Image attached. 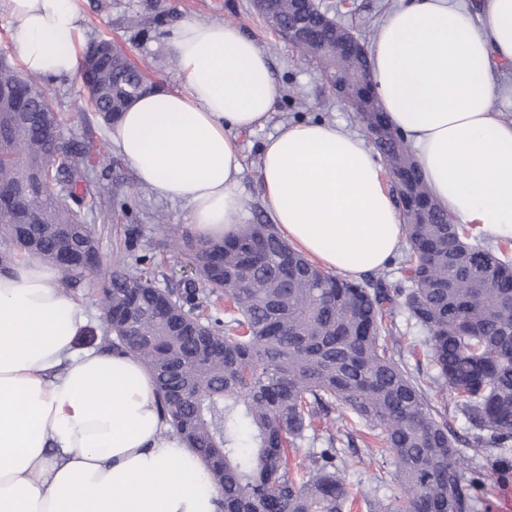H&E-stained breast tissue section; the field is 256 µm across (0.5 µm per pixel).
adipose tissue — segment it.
<instances>
[{
	"label": "adipose tissue",
	"mask_w": 512,
	"mask_h": 512,
	"mask_svg": "<svg viewBox=\"0 0 512 512\" xmlns=\"http://www.w3.org/2000/svg\"><path fill=\"white\" fill-rule=\"evenodd\" d=\"M23 68L70 77L83 47L79 0H0ZM170 47L182 90L139 97L111 140L139 182L184 203L206 238L240 227L239 133L275 104L267 58L238 26L186 21ZM371 73L434 198L460 223L512 239V117L492 108L512 64V0H410L382 21ZM261 186L284 238L355 279L404 242V221L372 146L343 126L288 123L264 142ZM59 268L34 256L0 275V512H216L200 458L161 418L135 356L79 350L83 307Z\"/></svg>",
	"instance_id": "ef3b65f1"
}]
</instances>
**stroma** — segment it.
Instances as JSON below:
<instances>
[{
  "label": "stroma",
  "mask_w": 512,
  "mask_h": 512,
  "mask_svg": "<svg viewBox=\"0 0 512 512\" xmlns=\"http://www.w3.org/2000/svg\"><path fill=\"white\" fill-rule=\"evenodd\" d=\"M153 2L166 12V21L146 34L134 35L127 27L130 15L142 11L146 2ZM319 7L328 9L337 23L348 28L363 43H370L386 15L399 0H316ZM83 15L84 39L106 37L121 46L129 59L145 67L150 81L160 87L177 90L181 82L171 62L167 40L177 24L198 22H229L239 26L267 57L276 88V99L269 122L261 129L243 132L238 141L244 157L245 171L239 186L242 200V221L246 224H268L272 213L261 192L260 148L268 135L284 123L321 121L336 123L353 132L362 126L331 89L324 83L315 60L305 57L294 45L273 35L252 7L251 0H80ZM112 193L108 199L113 209L128 205L131 218H116L102 224L98 210H86L87 223L100 228V252L104 259L125 256V238L134 236L135 254L154 256L157 264V284L175 288L193 278L194 271L185 253L177 250L165 233L166 225L187 230V210L179 203L157 199L151 189L137 181L134 172L122 159H115L111 170ZM166 215V224L149 220V213ZM67 294L80 302L88 312V325L77 340L78 347H93L102 352L112 349V337L107 333L101 312V294L91 278L85 277L68 286ZM397 329L402 337L395 351L409 372L430 380L434 374L428 361L420 360L417 352L424 334L405 312L396 314ZM355 448L364 462L359 471L350 472L348 481L355 496L353 512H369L366 502L383 500L399 494L400 487L388 460L371 456L363 442ZM387 476L384 485H376L375 474Z\"/></svg>",
  "instance_id": "1"
}]
</instances>
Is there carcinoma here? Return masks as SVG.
I'll return each instance as SVG.
<instances>
[{"instance_id": "1", "label": "carcinoma", "mask_w": 512, "mask_h": 512, "mask_svg": "<svg viewBox=\"0 0 512 512\" xmlns=\"http://www.w3.org/2000/svg\"><path fill=\"white\" fill-rule=\"evenodd\" d=\"M261 14L282 37L294 28V0H269ZM162 12L137 14L142 33ZM309 37L326 81L345 65L336 36L318 14ZM107 45L85 101L61 109L39 77L0 62V192L21 186L16 205L0 210V273L27 253L61 265L66 277H94L112 347L135 354L152 372L166 423L183 435L219 485L222 512H345L353 506L346 474L356 461L338 444L353 439L340 404L377 434L380 457L392 461L400 495L377 499V512H478L489 474L512 477V240L477 239L439 206L403 134L367 141L383 160L402 159L407 192L401 264L410 286L393 287L377 271L350 281L298 253L273 224H248L221 240L168 228L188 252L194 278L160 288L144 255L90 269L100 256L85 197L106 189L112 151L104 139L66 136L72 115L91 107L114 123L142 93L145 72L112 40L89 41L83 55ZM58 187L46 189V182ZM228 300L224 324L206 311ZM426 332L423 356L434 366L433 392L451 398L479 433L473 456L457 447L444 410L395 359L388 337L394 311ZM320 443L292 463L305 443Z\"/></svg>"}]
</instances>
